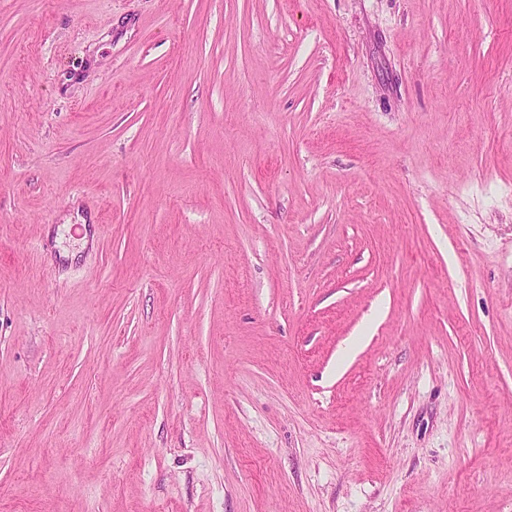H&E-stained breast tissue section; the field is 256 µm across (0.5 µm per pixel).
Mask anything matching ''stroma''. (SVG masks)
<instances>
[{"label":"stroma","mask_w":512,"mask_h":512,"mask_svg":"<svg viewBox=\"0 0 512 512\" xmlns=\"http://www.w3.org/2000/svg\"><path fill=\"white\" fill-rule=\"evenodd\" d=\"M0 512H512V0H0Z\"/></svg>","instance_id":"35a3bbf8"}]
</instances>
